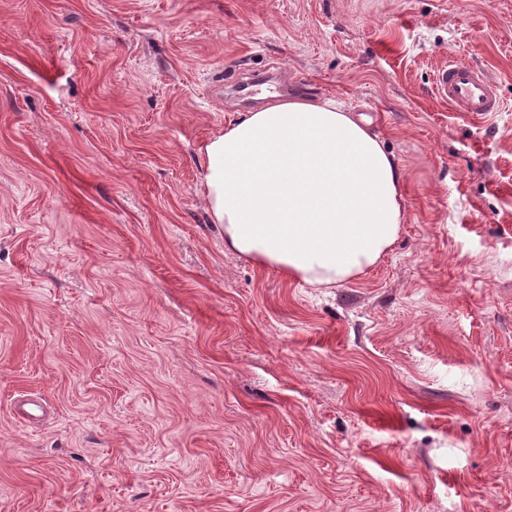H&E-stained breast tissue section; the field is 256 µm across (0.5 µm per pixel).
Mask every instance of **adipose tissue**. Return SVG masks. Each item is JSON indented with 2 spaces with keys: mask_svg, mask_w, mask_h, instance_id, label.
Instances as JSON below:
<instances>
[{
  "mask_svg": "<svg viewBox=\"0 0 512 512\" xmlns=\"http://www.w3.org/2000/svg\"><path fill=\"white\" fill-rule=\"evenodd\" d=\"M200 191L224 247L319 288L378 264L405 220L403 175L336 99L275 100L203 142Z\"/></svg>",
  "mask_w": 512,
  "mask_h": 512,
  "instance_id": "ef3b65f1",
  "label": "adipose tissue"
}]
</instances>
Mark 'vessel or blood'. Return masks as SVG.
I'll list each match as a JSON object with an SVG mask.
<instances>
[{"instance_id": "vessel-or-blood-1", "label": "vessel or blood", "mask_w": 512, "mask_h": 512, "mask_svg": "<svg viewBox=\"0 0 512 512\" xmlns=\"http://www.w3.org/2000/svg\"><path fill=\"white\" fill-rule=\"evenodd\" d=\"M438 91L458 112L485 115L502 109L497 86L485 71L471 64L452 60L436 77Z\"/></svg>"}]
</instances>
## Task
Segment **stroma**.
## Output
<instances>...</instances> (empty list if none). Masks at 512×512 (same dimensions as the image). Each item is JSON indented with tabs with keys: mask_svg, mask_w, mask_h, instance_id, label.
<instances>
[{
	"mask_svg": "<svg viewBox=\"0 0 512 512\" xmlns=\"http://www.w3.org/2000/svg\"><path fill=\"white\" fill-rule=\"evenodd\" d=\"M452 57L501 111L449 107ZM265 69L400 166L360 278L209 220L199 147ZM0 512H512V0H0Z\"/></svg>",
	"mask_w": 512,
	"mask_h": 512,
	"instance_id": "stroma-1",
	"label": "stroma"
}]
</instances>
